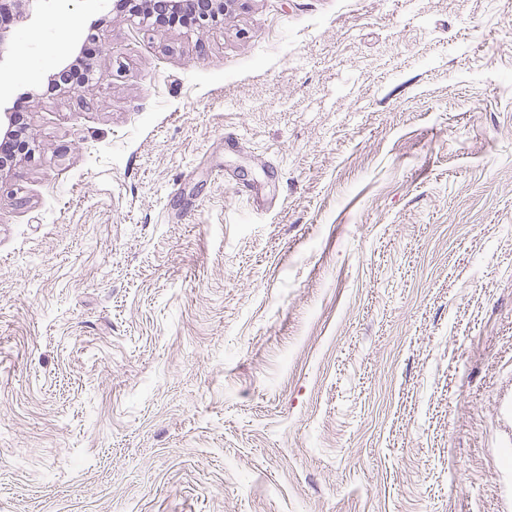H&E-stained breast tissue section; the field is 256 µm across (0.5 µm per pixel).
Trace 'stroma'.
Here are the masks:
<instances>
[{"instance_id": "stroma-1", "label": "stroma", "mask_w": 512, "mask_h": 512, "mask_svg": "<svg viewBox=\"0 0 512 512\" xmlns=\"http://www.w3.org/2000/svg\"><path fill=\"white\" fill-rule=\"evenodd\" d=\"M112 2L0 56V512H512V0ZM235 0H168L166 1L167 9L171 14L175 16L195 17V22L198 25V29H207L213 22H216V18L219 15L223 16L224 12L227 11L228 6L233 4ZM211 3L215 5L212 13V17L207 21L199 19L198 14L200 13L199 4ZM219 8V9H218ZM13 150L10 153H5L3 145L0 147V176L3 172H10L13 168L22 162V158L26 159L32 157L33 149L30 147V143L25 138H19L13 142Z\"/></svg>"}]
</instances>
